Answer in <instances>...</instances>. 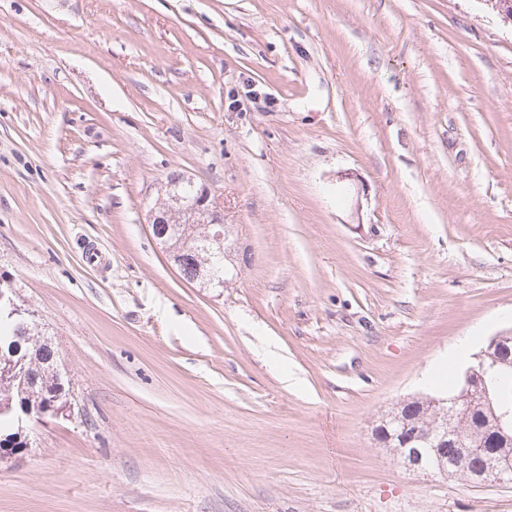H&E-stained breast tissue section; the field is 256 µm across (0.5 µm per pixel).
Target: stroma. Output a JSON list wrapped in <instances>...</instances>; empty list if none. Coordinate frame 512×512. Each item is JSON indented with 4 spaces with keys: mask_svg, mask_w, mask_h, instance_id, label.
Returning a JSON list of instances; mask_svg holds the SVG:
<instances>
[{
    "mask_svg": "<svg viewBox=\"0 0 512 512\" xmlns=\"http://www.w3.org/2000/svg\"><path fill=\"white\" fill-rule=\"evenodd\" d=\"M207 186L242 254L183 282ZM0 286L75 403L0 512H512L371 429L512 327V25L489 0H0ZM183 184L194 185L192 178L183 174H171L164 183V191L166 200L162 207L155 209L150 215V228L153 237L168 245V255L176 267L179 276L191 284H198L202 288L224 287L227 269L224 261L226 259L234 262L233 253H235V244L230 239L231 231L228 225L224 224V216L218 210L217 206L210 199V191L201 186L194 198H185L179 190ZM170 224H175L176 229L171 231L170 235L174 240L171 245L178 241L190 240L191 245L200 248L204 256L205 249H209L210 244L202 238L203 229L198 226L207 224L208 229L212 232L206 236L213 247L220 251H224L222 255L215 248L210 252V258L216 265L224 266V278L220 275V270H216L210 265L209 260L202 256H196L193 272L191 275L186 274V257L195 254L197 249L189 247L188 242L182 248L170 246Z\"/></svg>",
    "mask_w": 512,
    "mask_h": 512,
    "instance_id": "35a3bbf8",
    "label": "stroma"
}]
</instances>
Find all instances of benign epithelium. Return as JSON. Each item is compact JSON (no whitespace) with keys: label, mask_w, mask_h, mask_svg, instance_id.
<instances>
[{"label":"benign epithelium","mask_w":512,"mask_h":512,"mask_svg":"<svg viewBox=\"0 0 512 512\" xmlns=\"http://www.w3.org/2000/svg\"><path fill=\"white\" fill-rule=\"evenodd\" d=\"M184 184H194L192 178L172 174L164 183L166 200L162 207L151 212L150 228L153 237L167 244L172 224H205L211 228L206 239L213 247L224 252V258L233 260L235 244L231 231L224 224V216L211 200L210 191L202 186L193 198H185L179 190ZM197 249L187 245L169 247L168 255L179 276L186 282L202 288L222 287L225 278L210 265L209 260L196 255ZM196 255L192 274H186L187 255ZM6 302L18 316L20 328L28 331L27 310L17 305L11 288H0V302ZM34 363L27 358L0 361V384L18 385L32 392L38 386L33 371ZM492 369L512 370V330L492 336L486 346L474 354V362L463 375L459 392L448 399L416 397L407 400L383 414L372 430L373 440L391 449L402 465L413 472H432L458 477L475 484H512V408L501 404L491 410L483 426L471 425L467 429L455 426L459 407L471 398L488 394L487 375ZM60 391H51L43 403L33 411L23 409L24 418L41 420L71 415L74 407L65 390V373L57 371ZM30 442L24 429L11 443L0 445V464L23 457ZM462 448L467 464L455 456L448 457V449Z\"/></svg>","instance_id":"1"}]
</instances>
